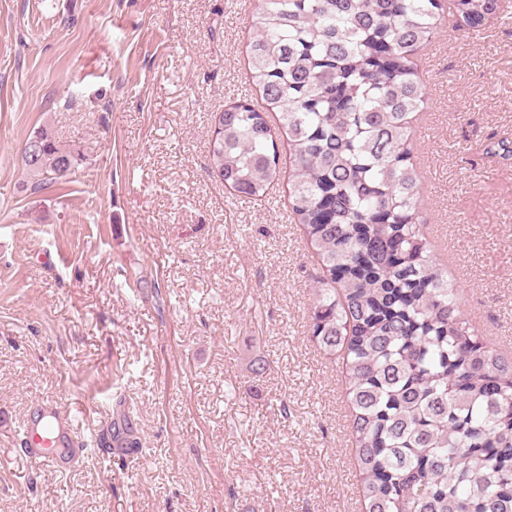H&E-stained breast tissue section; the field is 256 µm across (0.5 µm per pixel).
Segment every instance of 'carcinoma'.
Here are the masks:
<instances>
[{
  "instance_id": "carcinoma-1",
  "label": "carcinoma",
  "mask_w": 512,
  "mask_h": 512,
  "mask_svg": "<svg viewBox=\"0 0 512 512\" xmlns=\"http://www.w3.org/2000/svg\"><path fill=\"white\" fill-rule=\"evenodd\" d=\"M503 0H260L250 78L209 139L212 175L266 196L288 138V205L328 277L310 336L341 359L364 512H512V359L484 345L431 255L413 114L428 101L418 50L442 21L469 33ZM21 156L37 189L80 154L46 129Z\"/></svg>"
}]
</instances>
